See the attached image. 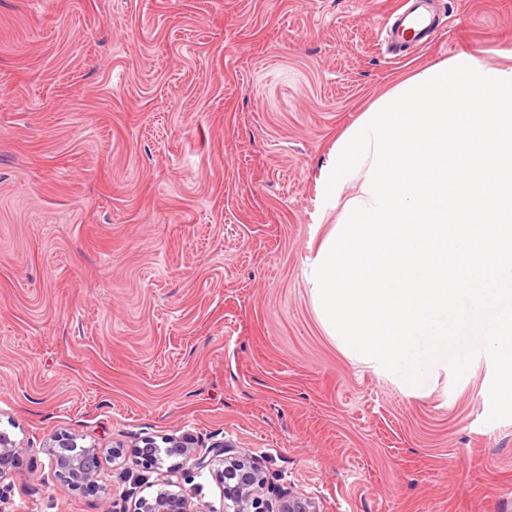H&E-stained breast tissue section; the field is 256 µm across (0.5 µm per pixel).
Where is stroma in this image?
<instances>
[{
    "mask_svg": "<svg viewBox=\"0 0 512 512\" xmlns=\"http://www.w3.org/2000/svg\"><path fill=\"white\" fill-rule=\"evenodd\" d=\"M436 4L445 32L395 60L400 0H0V432L22 447L0 512H107L55 480L64 431L224 438L322 512H512L491 359L406 385L310 292L336 140L414 72L512 51V0Z\"/></svg>",
    "mask_w": 512,
    "mask_h": 512,
    "instance_id": "1",
    "label": "stroma"
}]
</instances>
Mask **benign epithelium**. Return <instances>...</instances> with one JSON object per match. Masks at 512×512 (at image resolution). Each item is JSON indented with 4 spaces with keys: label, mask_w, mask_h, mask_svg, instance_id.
I'll use <instances>...</instances> for the list:
<instances>
[{
    "label": "benign epithelium",
    "mask_w": 512,
    "mask_h": 512,
    "mask_svg": "<svg viewBox=\"0 0 512 512\" xmlns=\"http://www.w3.org/2000/svg\"><path fill=\"white\" fill-rule=\"evenodd\" d=\"M163 444L162 449L154 438L146 437L133 448L135 464L157 473L155 495L139 499L138 512H200L181 490L177 480L180 463L163 467L164 453L170 458L194 461V468L199 472L217 463L222 465L216 476L222 486L224 512H319L314 497L290 489L279 491L276 503H270L262 461L248 449L224 439L204 447L188 433L167 437ZM44 451L62 486L71 491H99L109 504V512H125L114 498L112 480L104 472L100 448L79 444L76 435L59 433L50 438ZM20 452L18 443L0 435V481L15 468Z\"/></svg>",
    "instance_id": "obj_1"
}]
</instances>
